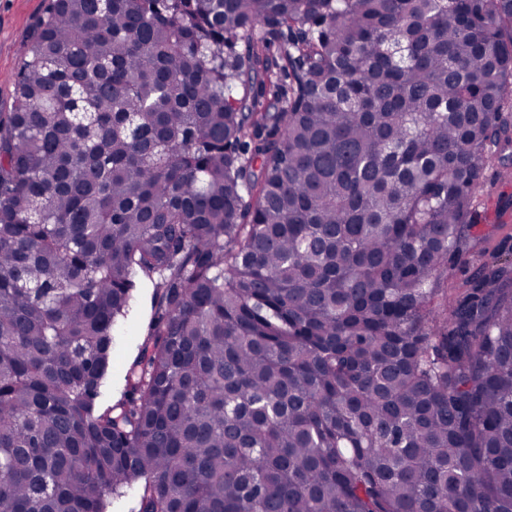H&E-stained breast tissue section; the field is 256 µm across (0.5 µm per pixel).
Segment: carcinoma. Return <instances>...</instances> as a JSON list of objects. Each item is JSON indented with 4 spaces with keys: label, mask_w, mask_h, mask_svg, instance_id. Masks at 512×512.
I'll use <instances>...</instances> for the list:
<instances>
[{
    "label": "carcinoma",
    "mask_w": 512,
    "mask_h": 512,
    "mask_svg": "<svg viewBox=\"0 0 512 512\" xmlns=\"http://www.w3.org/2000/svg\"><path fill=\"white\" fill-rule=\"evenodd\" d=\"M13 85L0 512H512V0H48ZM480 193L483 195L485 219L477 226L476 232L483 240L482 246L492 251L504 237H512V207L505 214L498 210L501 199L512 198V177L497 178L487 183ZM156 276L141 275L133 292L131 307L119 316L113 327L114 347L112 368L105 379L102 403L108 405L121 398L125 390L127 368L139 354L140 345L149 333L154 317L153 296Z\"/></svg>",
    "instance_id": "obj_1"
}]
</instances>
